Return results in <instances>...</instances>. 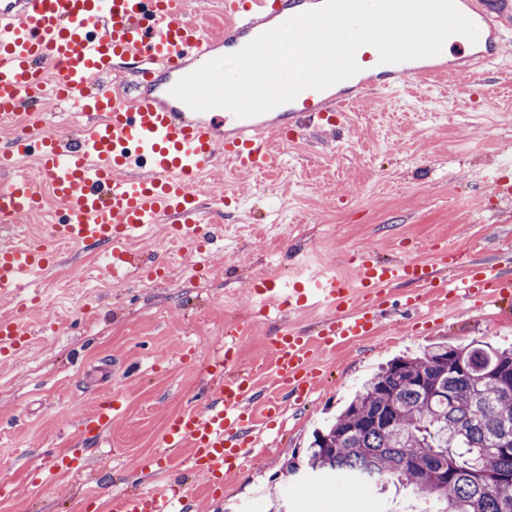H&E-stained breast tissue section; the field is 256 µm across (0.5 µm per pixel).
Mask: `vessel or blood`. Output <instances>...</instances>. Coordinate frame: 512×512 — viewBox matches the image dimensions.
<instances>
[{
    "instance_id": "vessel-or-blood-1",
    "label": "vessel or blood",
    "mask_w": 512,
    "mask_h": 512,
    "mask_svg": "<svg viewBox=\"0 0 512 512\" xmlns=\"http://www.w3.org/2000/svg\"><path fill=\"white\" fill-rule=\"evenodd\" d=\"M323 0H225L224 31L206 34L186 12V0H0V127L15 133L0 149V226L42 209L52 197L58 223L43 232L0 246V300L17 307L0 315V357L25 346L29 313L42 301L36 275L60 257L59 244L110 250L113 277H126L140 260L129 244L161 221L174 224L178 238L194 245L222 216L223 196L201 200L194 185L220 160L238 168L277 165L267 135L288 137L305 123L335 129L344 107L373 93H389L415 78L474 75L496 61L512 28V0H456L479 29L478 41L454 35L462 51L384 64L378 50L360 47L357 74L322 90L306 89L267 112L236 117L224 108L195 111L174 97L172 87L206 62L239 51L261 33ZM133 73L127 88L112 76ZM70 107L84 132L70 138L51 131L45 98ZM34 157L37 175L15 174L17 159ZM355 281L325 274L289 290L268 279L255 281L261 302L304 309L311 300L333 308L331 317L309 333L280 331L272 342L274 376L295 400L308 397L323 374L317 356L373 335L381 319L380 291L400 283L431 289L437 312L460 296L481 304L489 296L512 297V256L487 263L435 247L431 263L385 260L364 251L354 258ZM464 268L460 280L450 271ZM238 340L227 333L207 368L213 386L201 406L183 411L165 430L161 445L185 448L189 463L208 485L248 459L259 432L271 429L284 408L278 398L258 400L253 372L237 369ZM111 395L80 427L100 437L121 410ZM88 462L82 449L55 456L49 471H79ZM182 486L142 485L113 497L109 512H174Z\"/></svg>"
}]
</instances>
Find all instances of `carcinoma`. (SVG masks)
I'll return each instance as SVG.
<instances>
[{
    "mask_svg": "<svg viewBox=\"0 0 512 512\" xmlns=\"http://www.w3.org/2000/svg\"><path fill=\"white\" fill-rule=\"evenodd\" d=\"M512 350L437 341L389 361L316 431L305 469L396 482L434 512H512Z\"/></svg>",
    "mask_w": 512,
    "mask_h": 512,
    "instance_id": "obj_1",
    "label": "carcinoma"
}]
</instances>
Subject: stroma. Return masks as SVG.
I'll list each match as a JSON object with an SVG mask.
<instances>
[{
	"mask_svg": "<svg viewBox=\"0 0 512 512\" xmlns=\"http://www.w3.org/2000/svg\"><path fill=\"white\" fill-rule=\"evenodd\" d=\"M275 146L281 170L243 171L227 161L221 178L197 182L200 195L220 191L232 201L207 251H183L159 223L134 244L143 269L127 279L105 276L106 252L71 248L37 280L44 300L31 316L30 341L0 359V481L10 486L0 512H108L111 496L135 487L159 458L169 422L193 405L225 333L240 331L239 364L254 372L258 391L279 395L272 340L287 327L310 331L332 310H261L254 280L350 278V259L361 251L427 263L436 244L479 259L512 250V199L486 181L512 154V29L484 76L373 95L343 113L338 131L308 128ZM436 340L512 349V299L461 301L427 323L389 321L323 353L324 384L288 408L267 451L216 493H207L205 477L187 478L192 512H268L281 495L288 512H410L419 500L410 490L348 496L286 469L365 378ZM113 392L122 413L102 438H85L79 418ZM70 448L84 449L86 469L33 481V467Z\"/></svg>",
	"mask_w": 512,
	"mask_h": 512,
	"instance_id": "1",
	"label": "stroma"
}]
</instances>
